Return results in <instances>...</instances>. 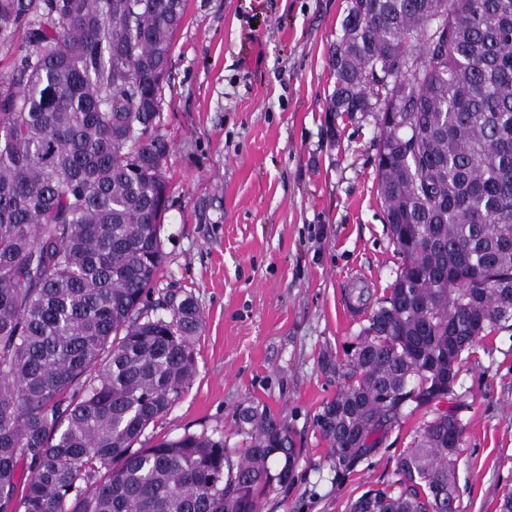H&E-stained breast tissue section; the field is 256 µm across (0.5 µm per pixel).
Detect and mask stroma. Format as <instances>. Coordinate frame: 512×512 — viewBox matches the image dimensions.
Here are the masks:
<instances>
[{
	"label": "stroma",
	"mask_w": 512,
	"mask_h": 512,
	"mask_svg": "<svg viewBox=\"0 0 512 512\" xmlns=\"http://www.w3.org/2000/svg\"><path fill=\"white\" fill-rule=\"evenodd\" d=\"M347 0H186L173 38L160 129L170 202L160 290L191 291L203 315L196 375L146 432L223 437L236 455L237 413L283 420L300 452L263 512H347L396 480L417 418L337 476L316 425L337 389L322 357L342 356L401 264L378 194L370 112H331L329 52ZM441 410L456 412L458 512H499L512 492V321L463 354Z\"/></svg>",
	"instance_id": "obj_1"
}]
</instances>
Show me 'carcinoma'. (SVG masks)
Listing matches in <instances>:
<instances>
[{
  "label": "carcinoma",
  "mask_w": 512,
  "mask_h": 512,
  "mask_svg": "<svg viewBox=\"0 0 512 512\" xmlns=\"http://www.w3.org/2000/svg\"><path fill=\"white\" fill-rule=\"evenodd\" d=\"M445 17L433 22L432 10ZM184 0H0V512H262L299 453L243 408L237 460L186 432L137 448L196 375L194 297L149 298L169 202L159 133ZM330 112L392 94L378 189L402 265L324 359L339 388L317 414L336 476L447 395L462 355L512 319V0H349ZM419 69L387 87L401 55ZM453 412L420 422L396 487L348 512H454Z\"/></svg>",
  "instance_id": "obj_1"
}]
</instances>
